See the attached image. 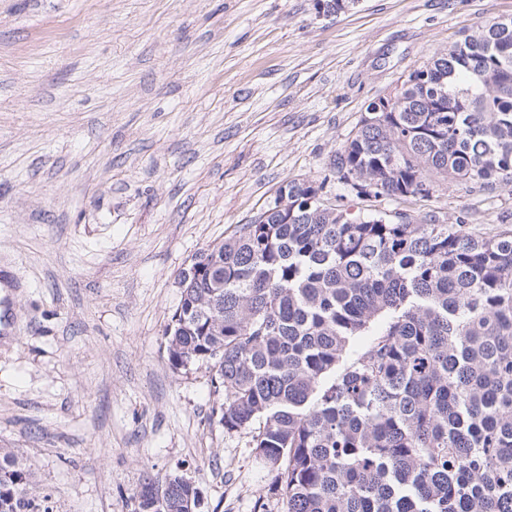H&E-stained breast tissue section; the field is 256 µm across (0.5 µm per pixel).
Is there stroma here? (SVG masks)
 <instances>
[{
  "label": "stroma",
  "mask_w": 512,
  "mask_h": 512,
  "mask_svg": "<svg viewBox=\"0 0 512 512\" xmlns=\"http://www.w3.org/2000/svg\"><path fill=\"white\" fill-rule=\"evenodd\" d=\"M512 0H0V448L51 512H132L145 473L197 512H284L207 365L168 362L178 275L312 181L330 204L491 237L512 183L362 200L331 167L367 104Z\"/></svg>",
  "instance_id": "stroma-1"
}]
</instances>
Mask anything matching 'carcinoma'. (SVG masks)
<instances>
[{
	"instance_id": "1",
	"label": "carcinoma",
	"mask_w": 512,
	"mask_h": 512,
	"mask_svg": "<svg viewBox=\"0 0 512 512\" xmlns=\"http://www.w3.org/2000/svg\"><path fill=\"white\" fill-rule=\"evenodd\" d=\"M332 165L359 198L512 182V17L370 102ZM322 190L287 182L181 277L170 365L212 367L218 423L251 431L286 512H512V231L350 214ZM198 499L183 476L149 472L131 495L133 512H195ZM44 501L0 448V512Z\"/></svg>"
}]
</instances>
